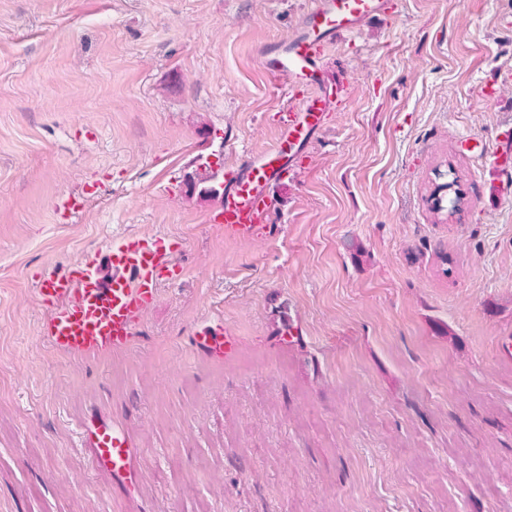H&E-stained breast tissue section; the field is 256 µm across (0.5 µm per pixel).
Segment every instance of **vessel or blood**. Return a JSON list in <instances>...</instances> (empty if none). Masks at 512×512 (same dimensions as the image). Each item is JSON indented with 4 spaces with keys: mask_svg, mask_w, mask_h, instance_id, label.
Here are the masks:
<instances>
[{
    "mask_svg": "<svg viewBox=\"0 0 512 512\" xmlns=\"http://www.w3.org/2000/svg\"><path fill=\"white\" fill-rule=\"evenodd\" d=\"M394 0H312L288 41H272L255 50L259 66L289 91L288 118L269 149L229 169L223 207L209 216L212 224L239 235L255 230L257 217L280 174L294 165L311 136L319 130L330 104L324 90L328 50L344 36L362 33L371 22H390ZM511 71H499L481 86L487 103L497 102ZM497 173L496 188L512 190V131L497 132L485 151ZM183 267L152 236L135 235L113 247L109 263L87 254L78 271L62 268L41 277L37 293L47 305L43 337L60 353L100 357L127 349L137 322L153 306L163 276H183ZM98 466L114 475L134 478L135 455L130 435L115 422L90 431Z\"/></svg>",
    "mask_w": 512,
    "mask_h": 512,
    "instance_id": "b4317fda",
    "label": "vessel or blood"
}]
</instances>
